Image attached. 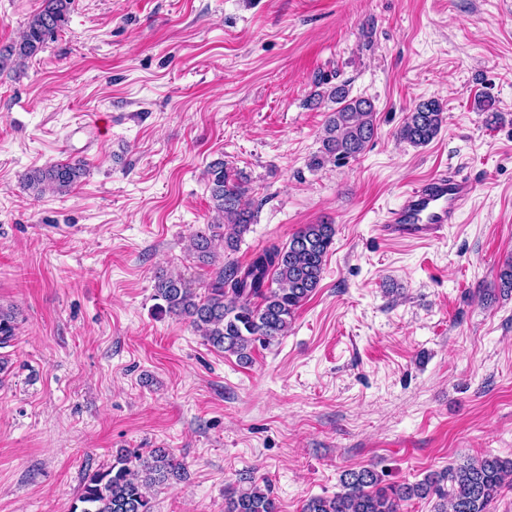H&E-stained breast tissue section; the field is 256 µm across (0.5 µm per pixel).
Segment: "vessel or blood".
<instances>
[{
  "label": "vessel or blood",
  "instance_id": "vessel-or-blood-1",
  "mask_svg": "<svg viewBox=\"0 0 512 512\" xmlns=\"http://www.w3.org/2000/svg\"><path fill=\"white\" fill-rule=\"evenodd\" d=\"M472 191L468 180L448 170L432 173L404 193L381 231L396 239L439 238L449 224L456 222Z\"/></svg>",
  "mask_w": 512,
  "mask_h": 512
}]
</instances>
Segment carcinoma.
<instances>
[{
    "mask_svg": "<svg viewBox=\"0 0 512 512\" xmlns=\"http://www.w3.org/2000/svg\"><path fill=\"white\" fill-rule=\"evenodd\" d=\"M73 0H43L42 8L28 20L20 38L0 48V69L38 55L67 22ZM328 96L336 108L328 113L321 135V149L312 157L318 168L359 157L376 133V112L365 97L351 98L345 87L332 88ZM445 120L439 100L418 102L407 113L397 137L413 146H425L440 133ZM79 160L57 162L21 175V187L39 198L47 192L70 191L85 175ZM213 210L219 222L196 234L193 248L199 257H210L217 241L234 251L253 224L254 211L247 176L215 161L207 168ZM334 227L327 222L302 225L282 246L257 251L245 265L231 262L219 270L199 295L180 275L155 276L159 313L188 320L213 348L232 354L242 364L251 361L255 343L269 344L288 333L301 304L319 287L325 258L333 244ZM17 316L0 309V348L15 337ZM183 475L182 467L166 452L147 454L122 449L105 470L84 474L73 512H152L148 489ZM448 481V488L441 482ZM248 487L224 492V512H279L270 486L263 488L242 477ZM345 492L333 498L307 500L302 512H401L414 498L434 493L446 501L436 512H493L494 503L512 486V459L485 456L441 474H430L415 484H383L371 468L347 471Z\"/></svg>",
    "mask_w": 512,
    "mask_h": 512,
    "instance_id": "carcinoma-1",
    "label": "carcinoma"
}]
</instances>
